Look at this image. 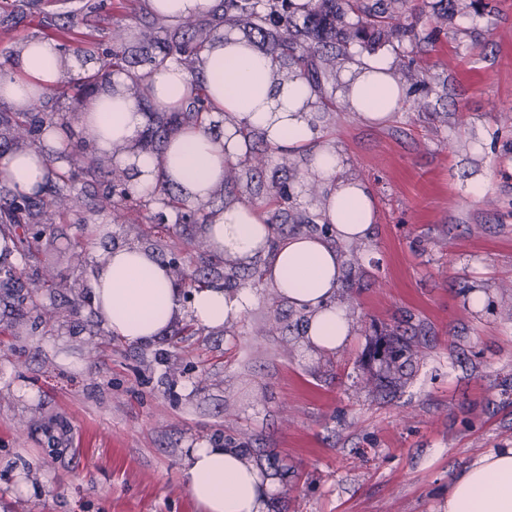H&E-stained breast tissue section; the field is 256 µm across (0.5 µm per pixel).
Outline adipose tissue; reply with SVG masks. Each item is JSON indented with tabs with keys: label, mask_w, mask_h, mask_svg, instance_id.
<instances>
[{
	"label": "adipose tissue",
	"mask_w": 512,
	"mask_h": 512,
	"mask_svg": "<svg viewBox=\"0 0 512 512\" xmlns=\"http://www.w3.org/2000/svg\"><path fill=\"white\" fill-rule=\"evenodd\" d=\"M79 64L51 39L28 40L0 67V103L17 112L59 85ZM200 68L208 80L215 110L212 120L224 131L213 137L186 127L171 135L163 155L129 152L150 121V109L109 81L91 90L71 126L44 124L32 146L0 155V184L17 194L32 195L46 184L47 149L70 140L72 130L87 134L89 151L134 169L131 191L147 195L160 184L177 187L192 204L212 199L224 184V164L245 152L240 128L260 131L266 142L307 155L312 175L323 188L322 221L329 237L295 233L274 241L267 215L257 206L232 202L212 211L206 233L216 254L248 264L262 259L265 281L288 305L308 312L306 339L313 349L334 352L352 331L345 308L337 300L343 258L336 242L368 239L376 219L367 183L345 173L344 156L323 139L312 119L315 95L299 78L284 77L272 60L226 35L203 51ZM191 76L184 65L168 62L145 77L151 109L177 106L190 93ZM403 98L400 83L387 62L353 67L343 99L362 119L388 118ZM90 298L104 330L135 343L161 336L181 311L174 276L150 252L119 246L98 262L90 281ZM250 288L214 285L194 292L190 311L206 328L239 322L254 305ZM190 496L203 512H269L273 490L240 449L203 444L192 450L184 471ZM441 512H512V448L481 456L452 478Z\"/></svg>",
	"instance_id": "1"
}]
</instances>
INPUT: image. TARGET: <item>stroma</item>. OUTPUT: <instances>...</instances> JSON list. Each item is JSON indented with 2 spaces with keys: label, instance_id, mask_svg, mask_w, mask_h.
Returning a JSON list of instances; mask_svg holds the SVG:
<instances>
[{
  "label": "stroma",
  "instance_id": "obj_1",
  "mask_svg": "<svg viewBox=\"0 0 512 512\" xmlns=\"http://www.w3.org/2000/svg\"><path fill=\"white\" fill-rule=\"evenodd\" d=\"M85 2L23 5L0 23V66L33 38L68 55L116 31L137 45L149 0H103L67 26ZM436 3L407 4L420 38L404 47L422 82L394 69L396 112L315 115L376 199L371 237L337 245L345 347L312 349L298 309L264 281L238 323L191 336L184 311L147 344L109 335L87 299L108 250L162 248L182 273L218 278L232 262L200 224L159 234L108 210L55 219L38 262L77 288L44 289L30 271L0 288V512H202L184 477L202 441L242 449L272 478L271 512H439L452 477L512 448V0H473L441 29ZM269 156L262 188L287 183L297 209L319 213L307 157L284 168ZM398 340L424 354L394 388L382 352Z\"/></svg>",
  "mask_w": 512,
  "mask_h": 512
}]
</instances>
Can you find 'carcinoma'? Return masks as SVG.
<instances>
[{"label": "carcinoma", "mask_w": 512, "mask_h": 512, "mask_svg": "<svg viewBox=\"0 0 512 512\" xmlns=\"http://www.w3.org/2000/svg\"><path fill=\"white\" fill-rule=\"evenodd\" d=\"M407 0H220L214 12L218 23L205 27L183 21L171 29L160 16L141 18L143 38L138 47L140 63L155 68L176 59L195 77L194 90L186 102L175 112H157L153 122L155 136L151 149L162 150L169 135L180 127L202 125L211 103L207 83L201 78L199 57L208 44L224 36L227 29L242 32L245 42L271 56L285 72L306 81L325 112L335 111V79L339 57L346 55L348 47L358 44L372 53L378 47L402 43L412 33L407 23ZM113 72H120L136 82L139 73L131 69L122 35L112 37V48L101 52L98 66L84 71L75 85L85 89L98 85ZM48 100L34 102L26 112L0 110V139L18 148L31 146L47 121L60 118ZM265 164L264 158H254V152L233 163L235 170L245 172L248 179L256 178L257 170ZM95 170L80 148L73 150L64 168L52 171L45 193L41 197L7 194L5 205H0V233L16 238L22 256H33L39 236L30 230L52 223L53 216H62L83 209L111 210L121 217L133 214L147 219L149 214L163 223L168 214L177 224H197L206 221L205 206L192 208L182 196L173 194L167 186L159 187L157 197H137L120 190L121 170H111L108 187L99 189L93 181H84L83 193L74 192L76 179ZM259 206L266 210L273 230L283 224H305L311 231L326 232L327 225L313 219L292 216L293 202L287 190L268 194Z\"/></svg>", "instance_id": "obj_1"}]
</instances>
